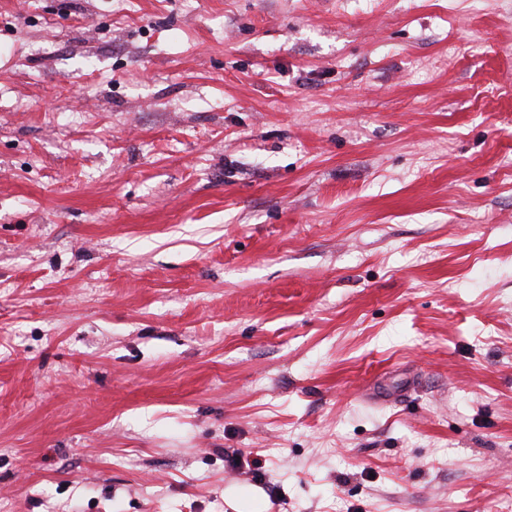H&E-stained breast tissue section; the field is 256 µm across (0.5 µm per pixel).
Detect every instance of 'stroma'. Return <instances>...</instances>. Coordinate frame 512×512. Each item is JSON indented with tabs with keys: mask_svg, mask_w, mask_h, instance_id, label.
<instances>
[{
	"mask_svg": "<svg viewBox=\"0 0 512 512\" xmlns=\"http://www.w3.org/2000/svg\"><path fill=\"white\" fill-rule=\"evenodd\" d=\"M512 512V0H0V512Z\"/></svg>",
	"mask_w": 512,
	"mask_h": 512,
	"instance_id": "obj_1",
	"label": "stroma"
}]
</instances>
